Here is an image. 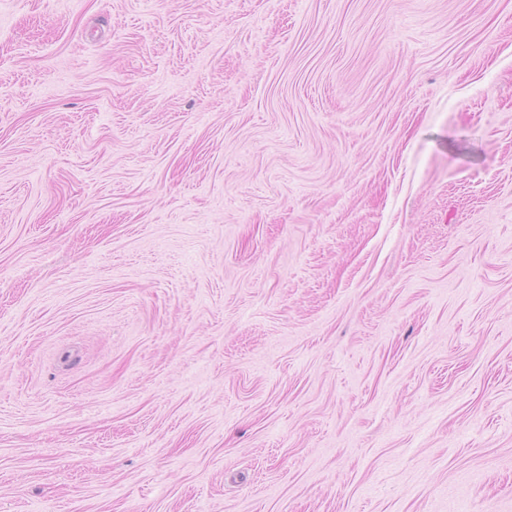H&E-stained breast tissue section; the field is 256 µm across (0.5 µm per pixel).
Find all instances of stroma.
Segmentation results:
<instances>
[{"instance_id":"stroma-1","label":"stroma","mask_w":512,"mask_h":512,"mask_svg":"<svg viewBox=\"0 0 512 512\" xmlns=\"http://www.w3.org/2000/svg\"><path fill=\"white\" fill-rule=\"evenodd\" d=\"M0 512H512V0H0Z\"/></svg>"}]
</instances>
